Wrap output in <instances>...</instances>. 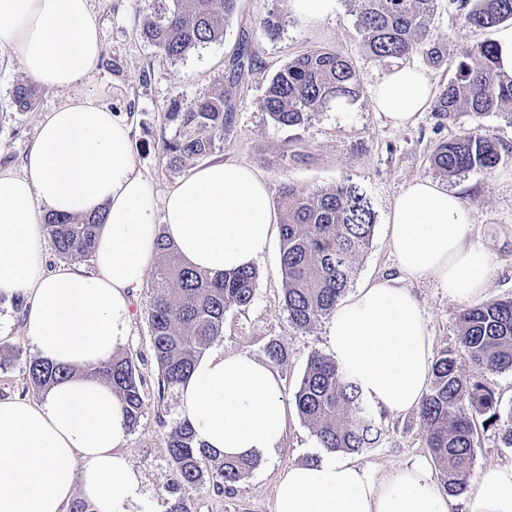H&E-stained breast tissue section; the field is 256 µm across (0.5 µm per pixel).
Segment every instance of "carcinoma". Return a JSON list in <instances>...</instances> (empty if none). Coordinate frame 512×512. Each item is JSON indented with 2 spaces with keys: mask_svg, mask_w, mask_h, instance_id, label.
I'll list each match as a JSON object with an SVG mask.
<instances>
[{
  "mask_svg": "<svg viewBox=\"0 0 512 512\" xmlns=\"http://www.w3.org/2000/svg\"><path fill=\"white\" fill-rule=\"evenodd\" d=\"M436 0H351L365 53L378 63L411 54L440 67L447 53L428 38L427 20ZM466 23L494 29L512 21V0H457ZM238 0H161L142 18L140 34L171 60L186 57L201 45L220 40L237 11ZM249 37L241 39L230 62L228 82L234 86L253 65ZM495 43L486 40L456 53L455 76L434 95L431 108L443 120L460 112L512 115V75L497 70ZM359 93L356 72L347 57L315 49L288 61L270 80L263 108L283 127L306 124L317 112L349 105ZM38 95L28 80L16 82L12 104L30 111ZM231 92L220 87L176 106L167 118L172 136L163 142L170 167L209 156L231 129L235 112ZM503 145L490 132L463 130L439 143L430 160L445 176L489 172L501 159ZM279 224L283 303L291 324L309 330L336 311L353 283L357 262L368 250L375 227L370 198L357 183L343 180L309 191L293 184L281 187ZM103 215L71 218L50 214L44 230L55 251L65 258L92 255ZM159 261L149 288L147 311L152 349L159 369V389L177 386L195 361L224 332V316L246 309L254 300L259 273L251 267L212 276L185 265L165 235L158 237ZM478 374L512 372V297L478 303L458 317L454 345L435 358L427 391L418 408L425 444L437 467L441 491L462 494L472 477L477 425L498 426L512 447V408L501 413L495 394L481 381L463 377L462 361ZM34 387L46 389L68 377L71 369L48 360L28 361ZM112 387L123 402L128 428L145 406L143 381L133 359L114 356L91 371ZM298 414L322 448L355 453L370 444L377 419L360 387L330 356L316 354L307 364L295 392ZM166 450L174 484H209L229 493L257 465V458L225 459L194 440L185 420L173 424Z\"/></svg>",
  "mask_w": 512,
  "mask_h": 512,
  "instance_id": "obj_1",
  "label": "carcinoma"
}]
</instances>
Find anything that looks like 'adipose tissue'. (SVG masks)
Here are the masks:
<instances>
[{
    "mask_svg": "<svg viewBox=\"0 0 512 512\" xmlns=\"http://www.w3.org/2000/svg\"><path fill=\"white\" fill-rule=\"evenodd\" d=\"M90 0H0V53L40 86L68 89L99 58ZM433 95L420 69L386 72L374 109L396 127ZM104 213L93 269H41L45 213ZM275 212L253 168L213 161L180 179L164 199L136 168L130 128L91 98H71L38 125L21 172L0 170V294H25L24 334L41 358L72 373L41 399L0 401V512H66L82 494L94 512H160L122 446L120 399L88 377L129 341L133 292L166 235L188 266L213 274L253 265L275 235ZM399 276L374 279L342 302L326 331L334 359L377 407L397 416L419 406L433 341L407 280L432 281L462 302L487 289L489 255L473 240L474 215L430 180L410 182L389 213ZM179 413L195 439L224 457L272 453L288 427L282 382L246 353L202 355L178 387ZM274 512H451L429 465L407 461L388 474L324 452L282 469ZM461 512H512V464L487 469Z\"/></svg>",
    "mask_w": 512,
    "mask_h": 512,
    "instance_id": "adipose-tissue-1",
    "label": "adipose tissue"
}]
</instances>
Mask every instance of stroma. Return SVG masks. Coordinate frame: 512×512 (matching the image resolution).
I'll use <instances>...</instances> for the list:
<instances>
[{
    "instance_id": "1",
    "label": "stroma",
    "mask_w": 512,
    "mask_h": 512,
    "mask_svg": "<svg viewBox=\"0 0 512 512\" xmlns=\"http://www.w3.org/2000/svg\"><path fill=\"white\" fill-rule=\"evenodd\" d=\"M100 31L103 50L89 76L68 90L41 89L35 108L15 111L11 104L14 84L25 77L18 61L0 58V169L21 171L35 140L36 129L47 112L74 97H90L124 118L132 129V149L137 169L157 193L165 195L193 169V162L169 168L162 155V142L174 132L166 114L174 102L189 104L227 82L229 61L241 33H248L257 64L236 85L235 117L214 158L253 167L267 183L271 199H278L282 184L315 190L352 178L369 196L376 214L372 242L358 262L353 282L361 287L381 276H399L388 243L387 219L395 198L407 183L429 179L455 192L472 209L473 238L490 258L486 300L512 296V116L492 113L477 116L461 113L444 121L431 110L419 112L412 123L396 128L371 105V90L390 69L414 66L426 71L434 86L446 83L453 66L430 67L422 55L372 61L360 48L350 0H337L332 17L308 23L295 17L290 0H239L238 12L221 40L199 46L185 58L172 61L151 46L138 32L139 21L157 7V0H90ZM282 18L276 37H267L260 22L269 13ZM434 39L445 42L449 54L494 38L491 30L467 25L450 0H437L428 19ZM329 48L350 60L360 83L358 98L345 110H329L312 117L304 126L277 125L262 108L270 78L288 60L306 51ZM489 130L503 144L498 166L491 172L448 177L430 163L433 148L460 131ZM256 269L259 273L255 298L246 310H229L224 334L213 349L228 353L263 356L268 342L278 343L285 363L277 373L285 396H292L310 357L327 353L326 322L301 331L289 322L283 306L280 248L272 246ZM424 311L434 351L454 345L462 302L449 298L433 283H414ZM149 288L134 294L127 354L135 359L143 380L145 407L138 424L130 429L123 451L141 474L147 488L162 507L182 499L188 512H274L278 473L291 464L318 460L322 449L296 408L288 410V431L272 454H260L257 466L241 481L233 495H216L208 487H176L166 452L168 432L180 418L176 388L159 389V371L153 355L146 318ZM25 310L12 298H0V357L8 360L0 368V400H39L26 364L36 352L23 334ZM380 437L371 447L352 454L351 459L375 468L378 473L395 471L415 457L429 458L417 411L385 416ZM473 472L512 461V448L505 447L495 427L478 428Z\"/></svg>"
}]
</instances>
